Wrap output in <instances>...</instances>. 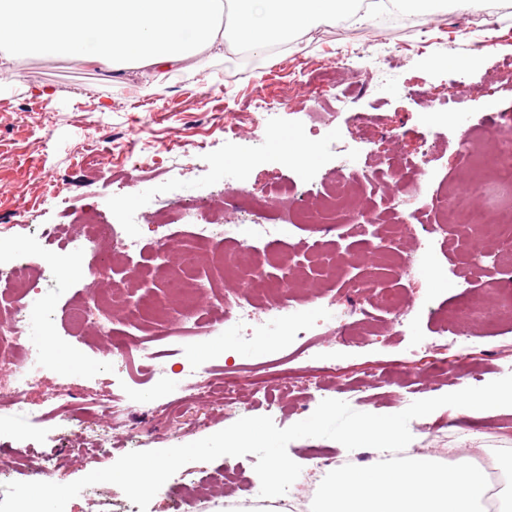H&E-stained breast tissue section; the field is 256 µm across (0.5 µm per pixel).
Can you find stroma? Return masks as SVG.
<instances>
[{
    "label": "stroma",
    "mask_w": 512,
    "mask_h": 512,
    "mask_svg": "<svg viewBox=\"0 0 512 512\" xmlns=\"http://www.w3.org/2000/svg\"><path fill=\"white\" fill-rule=\"evenodd\" d=\"M467 4L415 22L407 33L380 25L348 35L314 30L305 42L263 57L259 71L229 69L223 59L203 71L186 69L144 77L137 70L105 73L70 59L29 57L15 74L0 75V253L24 260L50 254L57 264L39 282L52 304L55 350L66 351L76 368L50 367L38 374L19 410L0 414V485L36 480L41 459L54 462L51 480L66 484L106 468L132 451L163 449L214 434L242 417L268 416L281 428L309 417L325 399L353 409L388 414L413 401L482 386L512 372V315L492 324H458L459 339L471 345L467 376L456 369V349L440 332L442 320L465 296L484 294L495 302L512 289V271L499 267L494 239H486L482 264L456 229L430 236L433 197L468 180L458 149L470 130L484 155L495 132L512 128V34L487 45L484 17L508 10ZM270 98L266 115L252 117V100ZM144 106H137V99ZM386 131L378 139L377 131ZM288 133L314 147L316 157L300 164L274 145ZM104 163H96L97 155ZM398 164L393 194L406 197L407 236L378 237L389 224L388 195L365 179ZM361 173L349 191L373 223L284 224L287 253L245 266L262 265L268 281L287 269L297 277L292 292L296 319L307 328L298 338L282 336L257 312L248 324L227 322L197 336L157 339L159 324L145 314L137 336H155L156 361L138 351L103 356L94 330L78 329L72 309L99 294L114 300L108 325L124 336L128 300L153 305L167 283L158 259L147 257L135 277L132 298H114L112 285L123 271L93 284L67 270L69 251L43 231L55 224L82 225L88 215L124 224L145 248L169 244V258L189 251L191 269L207 287L205 310L219 313V301L235 284L210 266L187 225L225 222L248 235L256 210L270 219L282 211L309 207L318 192L345 169ZM422 191L407 197L419 171ZM287 186L278 198L273 187ZM181 207L182 219L158 224L156 213ZM336 262L323 276L309 246ZM376 279L402 300L392 313L373 296L357 298L353 285ZM343 311L334 323L330 309ZM292 380L287 390L267 391L263 380L276 363ZM209 369L239 383L235 400L201 394L182 384L185 366ZM71 396L64 415L53 413L59 389ZM121 395L129 407L124 423L105 421L100 403ZM412 448H458L482 452L512 449V409L471 412L445 406L409 424ZM107 431V447L91 451L93 435ZM256 455L184 465L140 510L116 485L101 483L70 500L65 512H224V495L252 504L259 478Z\"/></svg>",
    "instance_id": "35a3bbf8"
}]
</instances>
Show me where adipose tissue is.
<instances>
[{"mask_svg": "<svg viewBox=\"0 0 512 512\" xmlns=\"http://www.w3.org/2000/svg\"><path fill=\"white\" fill-rule=\"evenodd\" d=\"M443 0H0V74L28 55L180 71L225 49L295 43L328 22L429 16Z\"/></svg>", "mask_w": 512, "mask_h": 512, "instance_id": "1", "label": "adipose tissue"}]
</instances>
